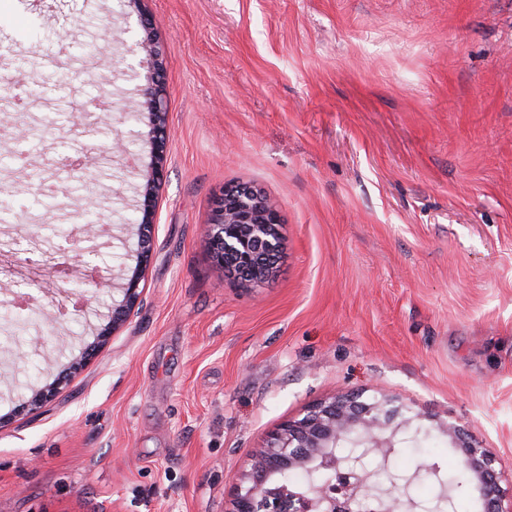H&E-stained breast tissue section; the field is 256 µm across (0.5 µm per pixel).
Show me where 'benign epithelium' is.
<instances>
[{
  "mask_svg": "<svg viewBox=\"0 0 512 512\" xmlns=\"http://www.w3.org/2000/svg\"><path fill=\"white\" fill-rule=\"evenodd\" d=\"M139 52L154 69L151 83L141 90L137 107L149 113L146 137L152 145V159L140 189L141 237L139 267L151 256L150 229L155 198L167 168V144L170 136L164 73L166 64L156 36L148 35L138 45ZM280 215L276 206L251 187L230 186L211 209L208 219L213 270L250 284L259 285L272 276L283 250ZM122 300L112 306V319L97 333L96 344L82 350L71 362L74 373L91 360L100 346L119 329L142 301L138 273L125 277ZM64 383L57 378L34 391L28 406L35 409L52 399ZM415 418L405 417L384 402L367 403L355 397H341L320 404L301 419L290 422L271 434L266 446L256 455L251 471L236 484L233 512H357L360 499H371L381 512H401L400 500L389 492L376 490L372 472L358 457L346 465L336 457V449L350 439L363 449V457L375 455L384 466L396 462V448L402 437L421 431ZM467 467V485L482 512H512V496L506 497L498 474L486 451L468 441L455 426L440 425ZM325 469L331 479L304 490L277 487L274 475L284 469Z\"/></svg>",
  "mask_w": 512,
  "mask_h": 512,
  "instance_id": "7a95c632",
  "label": "benign epithelium"
}]
</instances>
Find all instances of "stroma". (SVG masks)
Returning <instances> with one entry per match:
<instances>
[{"label": "stroma", "mask_w": 512, "mask_h": 512, "mask_svg": "<svg viewBox=\"0 0 512 512\" xmlns=\"http://www.w3.org/2000/svg\"><path fill=\"white\" fill-rule=\"evenodd\" d=\"M170 138L142 302L107 323L140 249L152 70L121 0H0V512H231L269 436L318 404L389 401L454 425L512 489V0H148ZM93 49L63 98L17 55ZM122 140L126 152L112 151ZM92 152L85 172L64 156ZM26 154V153H25ZM44 170L32 185L29 169ZM261 191L284 252L258 287L213 271L226 186ZM105 236L62 250L61 230ZM105 281L95 289L94 279ZM80 315L22 319L16 294ZM121 284L122 300L112 306V319L97 333V342L82 350L80 357L75 358L70 365L69 373H74L85 363L91 360L98 352L100 346L119 329L139 306L142 301V289H140V277L134 272L130 277H125Z\"/></svg>", "instance_id": "stroma-1"}]
</instances>
